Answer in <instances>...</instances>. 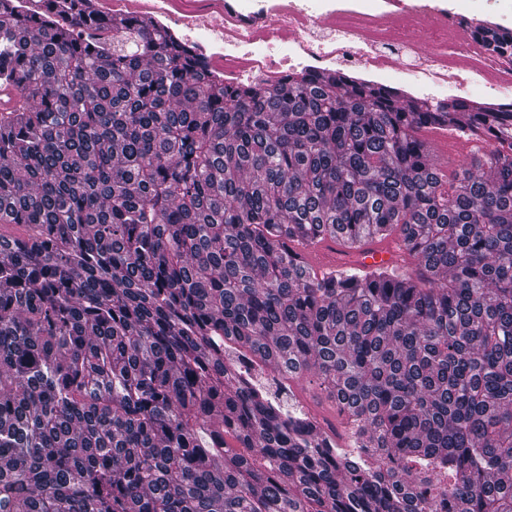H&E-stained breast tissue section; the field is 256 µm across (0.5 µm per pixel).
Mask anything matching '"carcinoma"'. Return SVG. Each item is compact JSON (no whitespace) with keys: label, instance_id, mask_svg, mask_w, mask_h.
Masks as SVG:
<instances>
[{"label":"carcinoma","instance_id":"1","mask_svg":"<svg viewBox=\"0 0 512 512\" xmlns=\"http://www.w3.org/2000/svg\"><path fill=\"white\" fill-rule=\"evenodd\" d=\"M7 88L0 512H512V106L227 85L91 0H0ZM434 130L489 149L448 175ZM332 238L415 276L287 247ZM344 257L347 261L355 264V266L364 269H375L382 266H392L398 263V252L396 249L364 246L361 250L346 253ZM320 383H321V380L315 374V372L312 371L311 373H309L307 375L306 380L304 382V387L306 388V390L299 394L301 396V398L303 400H305V402L308 403L312 407H316L314 400H313V398H315V396L323 398V393L320 388ZM316 408L319 411L324 412V414L327 415L333 422H335V424L338 426V428H340L339 421L341 420V418L338 417L336 411H334L333 409L328 410L327 404L324 405V409H326V411L323 410L322 408H318V407H316ZM334 417H336V418L334 419Z\"/></svg>","mask_w":512,"mask_h":512}]
</instances>
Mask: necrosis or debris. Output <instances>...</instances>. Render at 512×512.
<instances>
[{
    "mask_svg": "<svg viewBox=\"0 0 512 512\" xmlns=\"http://www.w3.org/2000/svg\"><path fill=\"white\" fill-rule=\"evenodd\" d=\"M112 7L159 15L190 35L205 33L200 50L228 84L274 81L281 66L401 75L427 91L467 79L490 90L512 84V61L490 55L477 37L452 35L446 15L417 6L394 19L353 0L322 14L300 0H264L248 14L229 0H112Z\"/></svg>",
    "mask_w": 512,
    "mask_h": 512,
    "instance_id": "1",
    "label": "necrosis or debris"
}]
</instances>
